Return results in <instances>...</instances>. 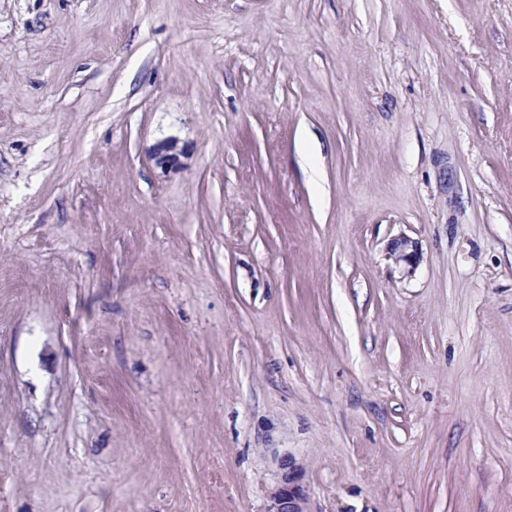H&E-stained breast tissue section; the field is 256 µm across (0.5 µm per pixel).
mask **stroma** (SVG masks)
I'll return each mask as SVG.
<instances>
[{
    "mask_svg": "<svg viewBox=\"0 0 512 512\" xmlns=\"http://www.w3.org/2000/svg\"><path fill=\"white\" fill-rule=\"evenodd\" d=\"M288 455L512 512V0H0V512H268ZM390 255L396 262H403L410 267L415 266L419 260L417 245L415 242L402 237L391 242Z\"/></svg>",
    "mask_w": 512,
    "mask_h": 512,
    "instance_id": "1",
    "label": "stroma"
}]
</instances>
